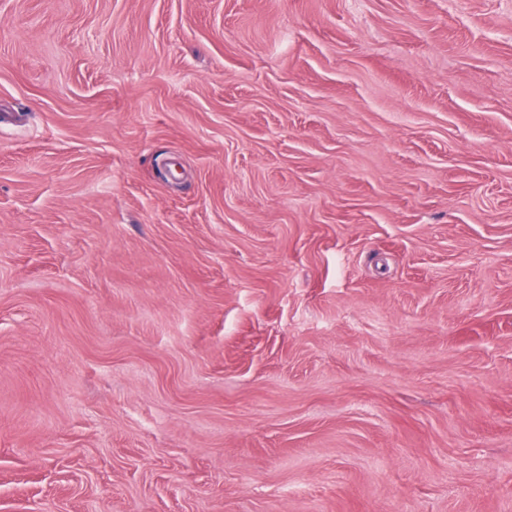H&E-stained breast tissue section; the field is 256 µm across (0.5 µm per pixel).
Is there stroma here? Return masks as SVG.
Segmentation results:
<instances>
[{"instance_id":"obj_1","label":"stroma","mask_w":512,"mask_h":512,"mask_svg":"<svg viewBox=\"0 0 512 512\" xmlns=\"http://www.w3.org/2000/svg\"><path fill=\"white\" fill-rule=\"evenodd\" d=\"M0 512H512V0H0Z\"/></svg>"}]
</instances>
